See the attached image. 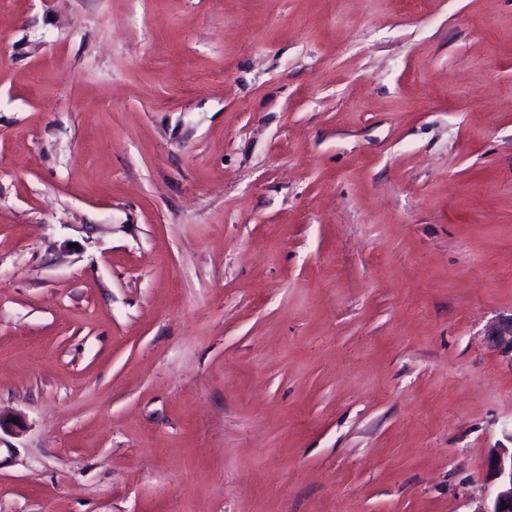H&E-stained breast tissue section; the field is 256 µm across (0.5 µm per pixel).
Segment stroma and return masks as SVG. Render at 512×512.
Instances as JSON below:
<instances>
[{
  "label": "stroma",
  "instance_id": "35a3bbf8",
  "mask_svg": "<svg viewBox=\"0 0 512 512\" xmlns=\"http://www.w3.org/2000/svg\"><path fill=\"white\" fill-rule=\"evenodd\" d=\"M511 317L512 0H0V512H477Z\"/></svg>",
  "mask_w": 512,
  "mask_h": 512
}]
</instances>
